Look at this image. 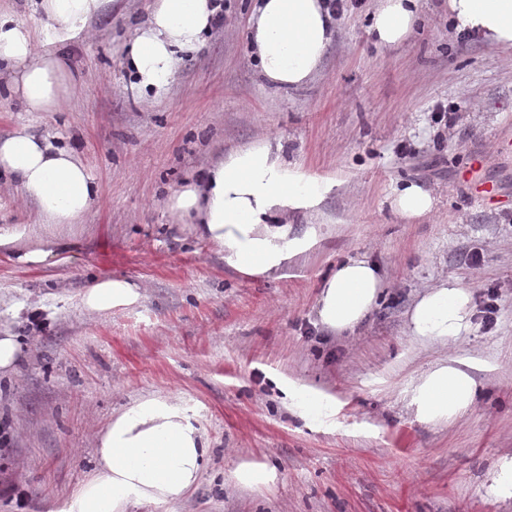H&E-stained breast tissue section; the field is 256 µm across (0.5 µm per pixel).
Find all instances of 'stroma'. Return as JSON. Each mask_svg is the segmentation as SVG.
<instances>
[{"instance_id": "35a3bbf8", "label": "stroma", "mask_w": 512, "mask_h": 512, "mask_svg": "<svg viewBox=\"0 0 512 512\" xmlns=\"http://www.w3.org/2000/svg\"><path fill=\"white\" fill-rule=\"evenodd\" d=\"M226 22L183 55L164 97L146 106L122 65L151 0L112 6L68 43L82 82L57 112H26L0 90V136L20 126L76 150L97 185L74 224H46L0 178V228L69 244L28 267L0 253V333L21 357L0 375V512H71L95 465L94 435L142 396H171L209 445L184 499L126 512H512L489 490L512 456V54L460 35L448 0H420L400 46L374 39L377 0H348L320 72L300 90L266 87L246 39L258 0H223ZM455 124L447 129L438 113ZM267 137L306 174L335 178L311 247L275 273L241 272L173 214L168 196L231 151ZM432 190L413 223L393 188ZM481 263H465L469 252ZM351 258L377 264L381 298L354 331L324 327V282ZM144 284L134 307L90 314L96 278ZM471 293L468 328L423 343L407 314L427 287ZM493 286L496 323L479 307ZM446 362L476 384L473 405L426 424L410 404L419 377ZM322 392L328 414L300 415L286 387ZM276 483L244 488V461ZM275 468L265 463L242 462L233 473L236 484L248 487H269L277 480Z\"/></svg>"}]
</instances>
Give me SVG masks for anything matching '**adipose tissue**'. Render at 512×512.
<instances>
[{"label": "adipose tissue", "instance_id": "1", "mask_svg": "<svg viewBox=\"0 0 512 512\" xmlns=\"http://www.w3.org/2000/svg\"><path fill=\"white\" fill-rule=\"evenodd\" d=\"M108 0H40L43 20L32 30L0 15V75L28 112H51L78 84L65 54L39 51V42H65L83 29ZM219 7L214 0H154L126 53L131 89L149 102L162 97L180 63L210 29ZM456 28L504 49H512V0H448ZM419 20V0H379L371 29L384 47L401 45ZM336 33L324 0H259L247 35L264 82L277 89H299L319 72ZM8 176L32 201L45 223L72 224L89 211L96 196L93 177L81 157L57 145L52 136L19 128L0 138V176ZM330 183L306 175L283 155L282 145L261 138L229 154L200 182L189 181L168 198L178 214H192L196 231L225 261L248 274L275 272L306 248L312 232L297 236L290 222L314 220ZM437 199L416 183L395 189L390 206L401 219L431 214ZM57 238L29 240L25 232H0V252L18 263L42 264L54 258ZM384 278L380 268L351 259L326 281L318 316L326 327L345 332L376 307ZM144 290L133 282L104 276L84 290L90 313L138 304ZM466 289L445 279L425 290L408 313L412 336L420 341L458 338L469 324ZM475 397L470 376L455 366L435 364L424 372L412 403L425 423L450 420L469 409ZM94 469L76 492L79 512H124L131 500H182L196 485L208 445L190 416L171 397L139 399L111 417L95 436Z\"/></svg>", "mask_w": 512, "mask_h": 512}]
</instances>
